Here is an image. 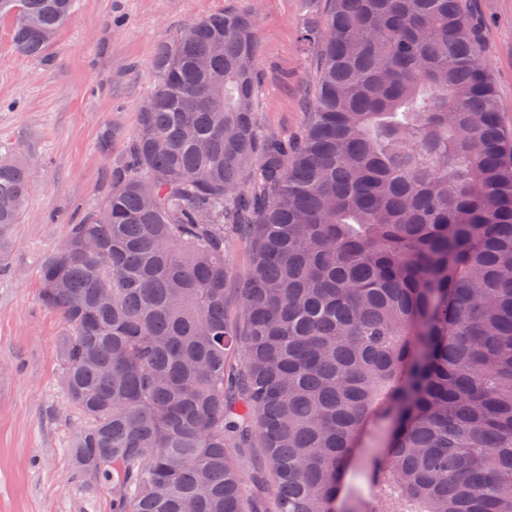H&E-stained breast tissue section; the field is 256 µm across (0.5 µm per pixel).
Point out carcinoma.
I'll return each instance as SVG.
<instances>
[{"mask_svg":"<svg viewBox=\"0 0 512 512\" xmlns=\"http://www.w3.org/2000/svg\"><path fill=\"white\" fill-rule=\"evenodd\" d=\"M293 141L254 111L249 13L160 44L103 207L44 265L73 455L112 512H512V144L467 0H331ZM76 0H0L39 56ZM28 172L0 151V241ZM248 243L228 317L224 251ZM388 431L352 466L360 434ZM232 451L243 474L264 473V477L256 482L248 479L245 482L244 492L251 512H274L272 480L268 476L263 449L234 448Z\"/></svg>","mask_w":512,"mask_h":512,"instance_id":"obj_1","label":"carcinoma"}]
</instances>
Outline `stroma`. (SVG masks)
<instances>
[{
  "label": "stroma",
  "instance_id": "1",
  "mask_svg": "<svg viewBox=\"0 0 512 512\" xmlns=\"http://www.w3.org/2000/svg\"><path fill=\"white\" fill-rule=\"evenodd\" d=\"M505 130L512 132V0H470ZM327 0H77L47 51L18 53L0 22V147L28 166L18 224L0 245V512H112V481L80 474L61 382L68 324L39 297L42 265L97 210L153 87L158 44L216 11L256 16L255 111L293 137L312 110L319 47L302 41ZM233 454L251 512H274L260 448Z\"/></svg>",
  "mask_w": 512,
  "mask_h": 512
}]
</instances>
